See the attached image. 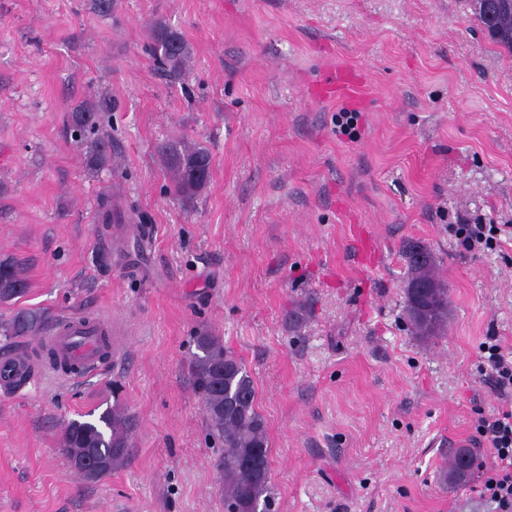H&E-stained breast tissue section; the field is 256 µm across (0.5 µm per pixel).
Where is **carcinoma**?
Instances as JSON below:
<instances>
[{
  "label": "carcinoma",
  "instance_id": "obj_1",
  "mask_svg": "<svg viewBox=\"0 0 512 512\" xmlns=\"http://www.w3.org/2000/svg\"><path fill=\"white\" fill-rule=\"evenodd\" d=\"M474 18L488 31L499 46L512 52V7L491 14L486 5L494 0H465ZM151 55L155 63L173 83L184 82L192 73V53L188 44L176 32L162 24L154 26ZM112 110L106 98L93 107L79 106L69 115L78 142L88 134L97 135L93 146L94 159L101 165H112L109 134L103 130L102 113ZM160 157L171 177L172 194L186 206H191L207 187L211 178L212 159L208 149L185 139L169 140L160 148ZM420 264L406 255V284L423 278L439 279L436 258L424 253ZM28 281L15 261H0V302L23 296ZM404 315L411 331L424 338L444 334L448 325V291H443L440 306L426 325L412 317L410 289L404 290ZM43 317L35 311H21L6 321H0V335L6 343L21 336H35L41 330ZM198 353L192 363L193 381L212 427L222 444L218 465L224 469L225 512H271L272 496L269 485L270 449L267 427L256 409V391L252 377L241 360L224 349L223 341L209 333L196 337ZM97 420H70L64 428L62 451L71 462L86 458L90 448L95 456L106 459L102 469L84 466L76 472L87 481H97L112 472L123 459L127 448V422L116 407L100 414L90 411L87 416ZM258 466L251 468L245 461Z\"/></svg>",
  "mask_w": 512,
  "mask_h": 512
}]
</instances>
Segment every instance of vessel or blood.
Wrapping results in <instances>:
<instances>
[{"label":"vessel or blood","instance_id":"obj_1","mask_svg":"<svg viewBox=\"0 0 512 512\" xmlns=\"http://www.w3.org/2000/svg\"><path fill=\"white\" fill-rule=\"evenodd\" d=\"M315 93L319 98H335L354 108L364 100L362 85L354 80L351 69L340 64L317 80ZM112 333V324L105 317L64 316L50 326L43 341L73 365L75 375L85 377L99 369L102 339ZM37 368L36 359L25 348L0 357V389L9 390L17 377Z\"/></svg>","mask_w":512,"mask_h":512}]
</instances>
